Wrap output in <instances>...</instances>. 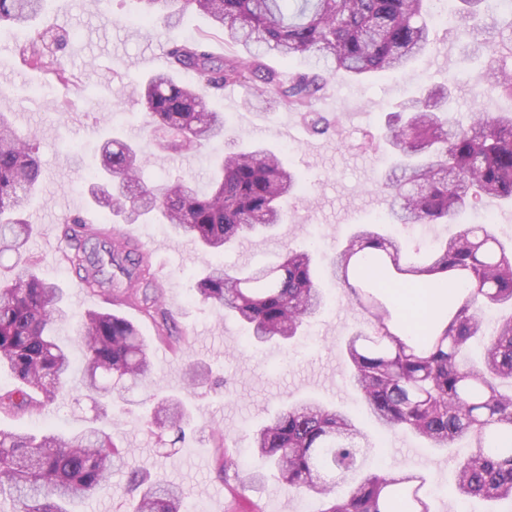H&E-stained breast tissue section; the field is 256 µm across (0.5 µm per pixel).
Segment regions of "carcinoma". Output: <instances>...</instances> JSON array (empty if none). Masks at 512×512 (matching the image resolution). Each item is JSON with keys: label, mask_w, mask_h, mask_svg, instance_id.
<instances>
[{"label": "carcinoma", "mask_w": 512, "mask_h": 512, "mask_svg": "<svg viewBox=\"0 0 512 512\" xmlns=\"http://www.w3.org/2000/svg\"><path fill=\"white\" fill-rule=\"evenodd\" d=\"M140 20L171 30L186 11L210 19L224 32V43L250 53L218 56L201 40L173 38L168 70L151 75L134 90L144 99L148 124L162 153H186L226 138L224 115L208 106L230 85L261 82L268 94L301 114L311 132L335 131L326 115L314 111L328 84L319 72H279L262 57L304 56L333 64L338 75L363 77L406 68L429 51V0H142ZM46 0H0V26L27 28ZM462 33L485 36L491 59L487 84L512 96V73L492 58L494 46L512 42V9L503 0H460ZM51 26L35 31L24 60L51 79L66 76L48 41ZM190 72L193 80L177 78ZM452 92L438 88L399 105L390 113L386 143L393 163L385 188L392 224H437L456 219L477 196L512 204V115L479 113L448 118ZM37 137L13 128L0 112V254L14 261L0 271V366L15 379L0 391V413L41 414L66 388L73 371L69 348L56 328L74 318L66 292L42 279L25 245L35 227L26 217L42 179ZM150 156L131 141L112 138L101 146L99 183L92 199L126 224L159 220L179 239L216 255L241 238H267L284 213L281 201L304 195V179L260 144L224 152L212 170V189L201 194L190 179L147 182ZM68 250L63 260L79 286L107 303L116 300L150 317L157 339L179 342L172 314L160 303L161 286L144 256L129 242H114L87 228L80 217L64 221ZM115 267L120 277L106 271ZM469 287L439 298L424 328L391 310L385 285L405 281L452 283ZM337 281L369 316L345 339L350 381L365 411L388 432L408 430L432 448L470 453L457 465L459 496L490 503L512 502V316L486 332L482 316L491 306L512 308V244L490 224H469L428 252L421 263L406 259L401 244L375 224L358 227L346 245L315 265L309 248L289 249L274 267L247 269L219 262L195 279L197 298L232 314L249 329L255 347H287L303 325L325 305L322 279ZM79 348L85 366L83 386L97 410L91 425L64 434L46 429L19 433L0 429V502L9 512H76L86 499L106 491L112 475L125 466L122 445L112 434V394L149 380V346L137 326L111 311L87 310L78 318ZM191 421L179 400L156 399L149 423L158 438L170 432L185 438ZM354 419L315 399L282 407L253 436L256 454L291 492H307L322 504L318 512H431L424 479L411 472H377L353 480L340 493L327 481L328 466L341 474L356 468L363 444ZM131 512H183L181 491L138 467L126 476Z\"/></svg>", "instance_id": "cac0c4a2"}]
</instances>
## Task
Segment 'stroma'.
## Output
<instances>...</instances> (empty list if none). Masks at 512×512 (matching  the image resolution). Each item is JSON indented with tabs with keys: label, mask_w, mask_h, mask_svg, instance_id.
I'll list each match as a JSON object with an SVG mask.
<instances>
[{
	"label": "stroma",
	"mask_w": 512,
	"mask_h": 512,
	"mask_svg": "<svg viewBox=\"0 0 512 512\" xmlns=\"http://www.w3.org/2000/svg\"><path fill=\"white\" fill-rule=\"evenodd\" d=\"M137 10L136 0H47V20L61 34L56 55L72 77L65 88L48 85L42 72L26 64L19 42L0 41V111L11 113L19 130L36 133L43 167L41 188L30 203L29 219L36 230L29 254L39 275L66 288L67 303L77 312L106 305L80 288L75 272L62 262L66 243L61 224L75 215L94 226L105 222V210L93 205L89 195L104 140L114 136L136 141L155 157L149 178H191L204 192L209 189L210 160L224 151L223 142L216 141L187 154H158L133 86L165 69L169 32L158 25L131 26L129 19ZM431 40V51L407 71L359 81L331 79L315 103L316 111L336 122L335 132L325 136L313 135L298 113L257 100L248 85L211 99V108L224 114L230 135L246 146L259 142L270 147L312 188L305 199L288 203V215L274 238L243 240L219 257L175 238L164 224H113L116 237L136 241L148 255L184 338L181 348L168 347L157 340L154 322L143 313L119 302L109 305L138 326L150 343L153 361L150 384L119 396L125 413L115 425L129 450L128 467H148L153 477L177 485L186 512H318L315 496L283 490L275 477L255 487L244 484L254 463L253 431L285 402L307 397L340 407L368 434L372 446L361 457L362 471L395 472L410 466L425 476L434 512H487L488 503L464 502L454 495L456 463L466 448L438 451L414 435L389 434L365 415L348 379L343 339L367 316L346 289L326 284L324 310L286 353L252 346L237 318L220 316L193 292L197 274L208 265L275 264L284 246L302 247L315 233L320 250L330 253L344 246L358 225L378 222L387 209L381 186L388 167L386 120L422 86L452 84L457 115L512 113L511 97L482 91L486 61L467 59L457 25L435 24ZM65 99L75 101L73 110H58ZM485 214L495 216L502 238L512 237V205L485 198L467 206L461 223L407 229L405 244L410 249L429 247ZM194 360L210 366L212 375L207 385L191 389L186 368ZM160 394L179 396L191 409L196 433L186 443L160 445L151 435L144 408ZM94 415L92 402L75 379L45 412L1 414L0 428L71 433ZM215 425L227 434L228 465L222 474L210 432Z\"/></svg>",
	"instance_id": "1"
}]
</instances>
